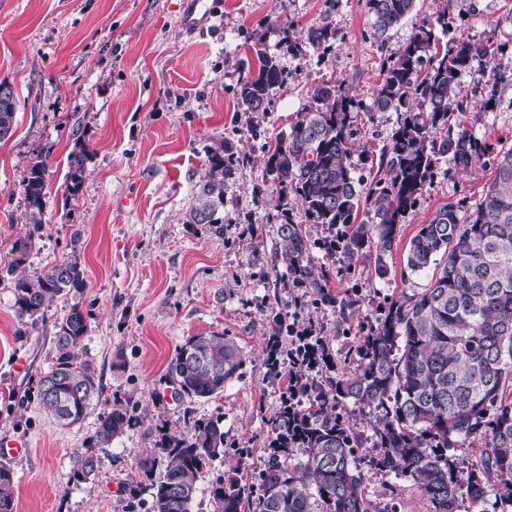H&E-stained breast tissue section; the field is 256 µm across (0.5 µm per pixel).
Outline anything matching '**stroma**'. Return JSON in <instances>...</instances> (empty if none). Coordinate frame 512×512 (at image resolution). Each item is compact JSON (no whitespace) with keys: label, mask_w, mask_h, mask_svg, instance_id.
Masks as SVG:
<instances>
[{"label":"stroma","mask_w":512,"mask_h":512,"mask_svg":"<svg viewBox=\"0 0 512 512\" xmlns=\"http://www.w3.org/2000/svg\"><path fill=\"white\" fill-rule=\"evenodd\" d=\"M223 2V19L192 35L180 22L183 0H0V80L17 97L13 135L0 142V444L22 439L30 448L10 461L15 512H126L140 460L157 456L165 428L191 437L188 413L224 423V454L199 476L192 507L211 512V480L232 471L248 480L264 463L267 420L287 385L265 366L274 316L326 338L337 360L356 358L363 330L386 302L430 279L403 271L420 226L448 203L477 205L491 177L490 169L465 173L440 157L433 181L400 221L385 278L376 276L372 258L348 272L341 258L312 250L313 263L332 271L331 288L355 299L349 321L310 304L276 255L278 196L266 181L265 147L288 132L317 85L338 81L356 99L370 100L383 61L447 6L450 26L438 32L439 44L492 43L497 63L512 71V0H416L382 46L371 35L365 0ZM325 22L336 32L326 55L286 53L289 30ZM258 41L280 56L290 78L274 90L267 111L244 112L235 91L257 64ZM474 84L463 77L469 109L450 113V123L464 124L493 150L512 148V84L500 86L492 108ZM399 120L394 112L364 116L351 155L356 174L376 175ZM227 140L245 148L249 161L226 190L217 233L187 223L186 215L209 151ZM79 149L88 158L72 196L68 157ZM39 155L47 159L49 188L42 236L26 268L76 253L86 286L53 301L46 320L20 336L9 269L13 244L29 229L24 171ZM76 302L90 313L77 354L100 378L99 409L118 398L138 417L106 448L89 440L95 415L61 427L36 400L37 382L54 360L52 320ZM211 331L233 337L245 360L241 376L211 398L175 397L168 365L177 347ZM86 454L94 455L96 472L80 480L74 473ZM367 491L396 512L430 509L418 485L391 475L370 474Z\"/></svg>","instance_id":"stroma-1"}]
</instances>
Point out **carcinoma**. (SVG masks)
<instances>
[{"instance_id": "cac0c4a2", "label": "carcinoma", "mask_w": 512, "mask_h": 512, "mask_svg": "<svg viewBox=\"0 0 512 512\" xmlns=\"http://www.w3.org/2000/svg\"><path fill=\"white\" fill-rule=\"evenodd\" d=\"M372 36L385 45L389 30L415 8V0H366ZM445 10L424 21L402 49L386 59L383 77L371 101L348 94L342 85L324 83L299 113L287 134L264 151L266 175L280 199L276 234L287 262L288 280L305 289L311 302L338 309L341 315L355 301L330 289V274L311 262L317 247L340 253L347 268L365 251L375 252V275L388 274L385 256L394 247L397 226L432 181L440 157L451 156L460 170L491 165L494 178L480 203L460 200L438 209L410 240L406 269L424 271L444 258L427 288L401 292L385 308L359 347L356 368L317 379L311 370L336 369L328 344L304 335L288 358V385L280 405L268 419L266 457L257 483L247 485L234 474L217 476L210 487L212 512H382L366 491L364 469L411 480L425 492L430 512H458L469 500L475 512L495 490V505L512 512V148L491 154V145L462 124L448 125V113L464 114L461 79L481 72L486 105L497 103L498 89L512 83L495 64V51L465 40H450L438 52L435 29H448ZM336 32L313 26L301 36L288 34V52L307 48L326 51ZM254 50L258 67L236 88L245 112H265L272 91L284 85L288 72L262 42ZM16 98L13 87L0 82V140L13 134ZM361 112H397L398 128L382 153L386 176L365 182L349 163ZM84 150L69 156L68 195L78 192L85 172ZM247 156L230 141L209 156L198 183L188 223L214 224L224 207V187ZM29 232L14 242L13 308L18 335L45 318L57 298L86 288L85 270L77 255L41 270L23 268L42 228V204L48 187L47 164L31 163L22 179ZM293 197L304 222L288 206ZM322 224L338 233L311 240L307 225ZM89 313L70 306L55 318V361L39 378L36 396L58 424L82 422L102 396L93 367L78 360L77 347L87 334ZM291 327L273 320L266 343V365L279 376L281 345ZM244 359L224 332L191 336L180 345L169 375L189 398H210L238 378ZM375 414L371 433L349 425L348 404ZM132 409L119 399L98 414L90 441L112 444L136 423ZM187 440L164 430L157 442L165 466L158 471L151 458L140 461L144 480L131 498L144 512H192L197 477L224 452L221 418L191 419ZM485 441L478 458L468 461L448 454L467 442ZM371 445V453L358 450ZM148 494L143 498L142 494ZM0 512H14V472L0 462Z\"/></svg>"}]
</instances>
